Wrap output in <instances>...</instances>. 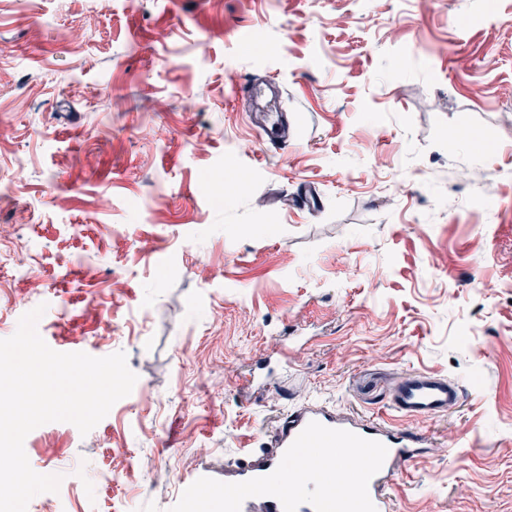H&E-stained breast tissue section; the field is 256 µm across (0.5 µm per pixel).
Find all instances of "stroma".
I'll return each mask as SVG.
<instances>
[{
  "instance_id": "stroma-1",
  "label": "stroma",
  "mask_w": 512,
  "mask_h": 512,
  "mask_svg": "<svg viewBox=\"0 0 512 512\" xmlns=\"http://www.w3.org/2000/svg\"><path fill=\"white\" fill-rule=\"evenodd\" d=\"M40 305L138 380L27 512H170L305 402L420 440L395 512H512V0H0V339ZM460 400L461 391L455 383L426 373L411 372L396 387L392 406L404 414L428 416L447 412Z\"/></svg>"
}]
</instances>
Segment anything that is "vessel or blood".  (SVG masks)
I'll return each mask as SVG.
<instances>
[{"instance_id": "vessel-or-blood-1", "label": "vessel or blood", "mask_w": 512, "mask_h": 512, "mask_svg": "<svg viewBox=\"0 0 512 512\" xmlns=\"http://www.w3.org/2000/svg\"><path fill=\"white\" fill-rule=\"evenodd\" d=\"M460 400L461 391L455 383L426 373L412 372L396 387L392 405L404 414L428 416L449 411ZM313 421L328 428L351 431L387 447L386 459L379 472L370 480L368 492L376 512H392L386 489L400 469L421 455L422 450L415 437L409 432L374 421L363 423L345 419L321 407L293 410L276 432L272 450L252 455L239 464L235 481L242 482L271 474L299 433Z\"/></svg>"}]
</instances>
